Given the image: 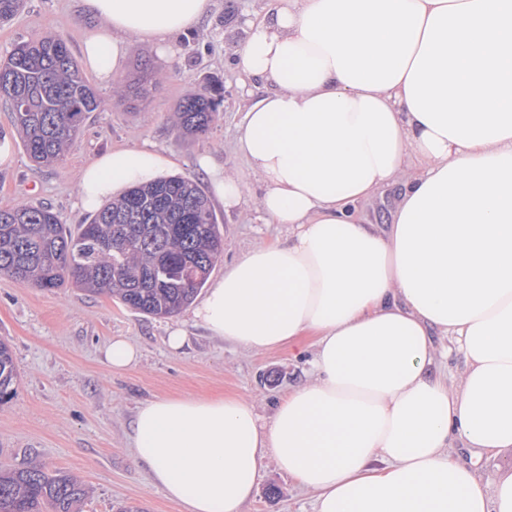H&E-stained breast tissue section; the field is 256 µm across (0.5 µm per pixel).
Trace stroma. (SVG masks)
Listing matches in <instances>:
<instances>
[{
	"label": "stroma",
	"instance_id": "stroma-1",
	"mask_svg": "<svg viewBox=\"0 0 512 512\" xmlns=\"http://www.w3.org/2000/svg\"><path fill=\"white\" fill-rule=\"evenodd\" d=\"M268 0H216L206 19L176 39L174 56L159 55L148 42L127 41L123 68L114 82L86 79L101 100L89 113L63 160L37 167L27 156L7 105L0 102V136L8 138L13 159L0 165V207L42 202L63 223L87 222L77 207L83 169L102 152L119 147L151 146L177 163V175L210 186L197 165L207 155L225 171L245 174L233 142L241 118L244 76L234 62L262 18ZM94 21L81 0H24L21 12L0 23V62L20 42L46 34L63 36L73 56H80L85 32ZM140 81L138 101L119 88ZM223 88L220 116L202 134L186 137L175 127L178 101L212 85ZM257 185H250L239 209L213 202L224 236V253L210 280L224 274L248 249L285 238L283 224H264L255 210ZM138 313L108 295L75 288L44 291L0 275V336L13 348L20 381L10 399L0 402V463L22 467L40 464L81 480L88 491L83 512H120L135 505L142 512H181L154 486L148 470L136 464L128 448V425L136 407L157 397L232 395L252 401L262 421H270L283 394L308 380L310 351L281 347L244 350L210 336L190 319ZM182 323L187 341L179 353L166 344L167 329ZM124 336L141 353L137 364L107 372L103 349L110 337ZM312 492L301 489L272 460H265L258 486L244 512H314Z\"/></svg>",
	"mask_w": 512,
	"mask_h": 512
}]
</instances>
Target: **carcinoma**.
I'll use <instances>...</instances> for the list:
<instances>
[{
	"label": "carcinoma",
	"instance_id": "1",
	"mask_svg": "<svg viewBox=\"0 0 512 512\" xmlns=\"http://www.w3.org/2000/svg\"><path fill=\"white\" fill-rule=\"evenodd\" d=\"M0 98L11 106L24 150L40 165L59 161L86 114L101 106L56 36L13 49L0 64ZM222 101L220 86L181 99L176 126L186 135L205 132ZM223 251L208 198L181 176L132 187L74 232L41 203L0 208L1 274L47 291L71 281L145 315L188 307ZM17 378L11 346L0 338V400L14 395ZM84 496L83 485L67 474L0 465V512H76Z\"/></svg>",
	"mask_w": 512,
	"mask_h": 512
}]
</instances>
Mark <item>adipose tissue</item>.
Masks as SVG:
<instances>
[{
    "mask_svg": "<svg viewBox=\"0 0 512 512\" xmlns=\"http://www.w3.org/2000/svg\"><path fill=\"white\" fill-rule=\"evenodd\" d=\"M212 2L82 0L83 62L110 82L127 39L172 50ZM236 65L264 87L236 130L247 173L200 166L228 208L258 181L260 219L288 235L227 267L193 319L251 351L314 333L310 378L267 423L235 397L141 403L133 458L182 512H243L268 458L316 512H512V474L485 483L450 454L512 451V0H271ZM174 166L112 150L78 203ZM389 187L382 230L362 206ZM453 354L452 390L432 365Z\"/></svg>",
    "mask_w": 512,
    "mask_h": 512,
    "instance_id": "1",
    "label": "adipose tissue"
}]
</instances>
